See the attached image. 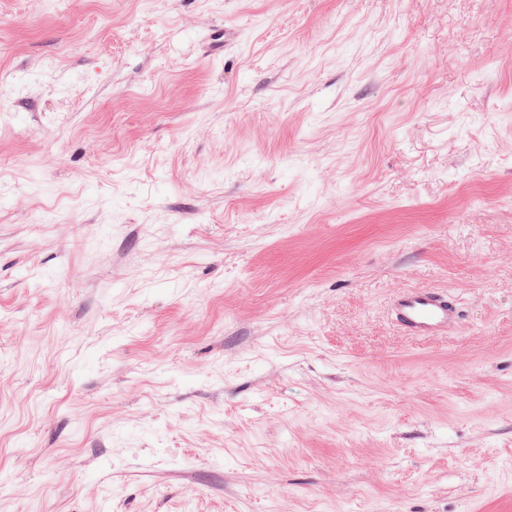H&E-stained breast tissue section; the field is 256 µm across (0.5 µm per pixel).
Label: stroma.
Returning <instances> with one entry per match:
<instances>
[{
    "mask_svg": "<svg viewBox=\"0 0 512 512\" xmlns=\"http://www.w3.org/2000/svg\"><path fill=\"white\" fill-rule=\"evenodd\" d=\"M0 89V512H512V0H0ZM393 318L405 336L430 338L448 335L462 316L459 301L446 289L431 286L403 288L394 297Z\"/></svg>",
    "mask_w": 512,
    "mask_h": 512,
    "instance_id": "35a3bbf8",
    "label": "stroma"
}]
</instances>
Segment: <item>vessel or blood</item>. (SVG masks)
<instances>
[{
    "label": "vessel or blood",
    "mask_w": 512,
    "mask_h": 512,
    "mask_svg": "<svg viewBox=\"0 0 512 512\" xmlns=\"http://www.w3.org/2000/svg\"><path fill=\"white\" fill-rule=\"evenodd\" d=\"M391 310L400 331L418 338L447 335L462 316L461 305L453 295L431 286L401 289Z\"/></svg>",
    "instance_id": "b4317fda"
}]
</instances>
